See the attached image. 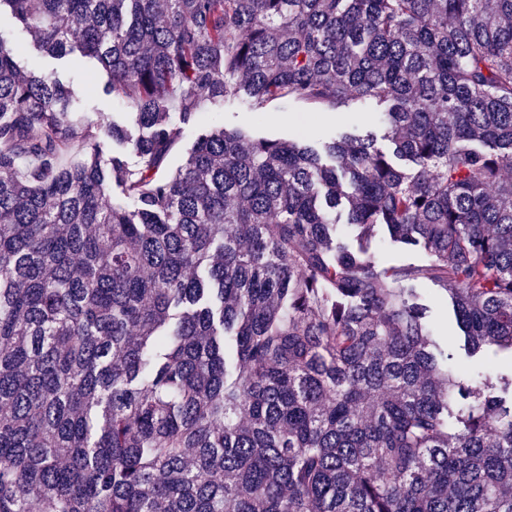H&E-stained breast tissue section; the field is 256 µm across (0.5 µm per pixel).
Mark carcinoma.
<instances>
[{"label":"carcinoma","mask_w":512,"mask_h":512,"mask_svg":"<svg viewBox=\"0 0 512 512\" xmlns=\"http://www.w3.org/2000/svg\"><path fill=\"white\" fill-rule=\"evenodd\" d=\"M39 2L0 8L101 64L138 162L0 42V512H512V0ZM237 96L371 101L389 149L222 127L170 170ZM384 234L380 233L379 236L371 244V250L376 253L377 258L383 263H405L415 262L420 259V254L417 252H409L402 250L398 247L381 245L379 238ZM421 288H424L421 290L422 295L431 301L432 315L438 328L445 336H460L462 333L456 326L449 300L446 303L444 300L433 298L432 292L427 289L433 288L432 286Z\"/></svg>","instance_id":"1"}]
</instances>
